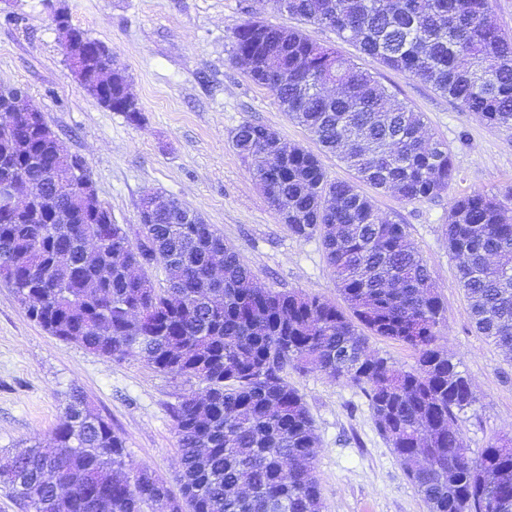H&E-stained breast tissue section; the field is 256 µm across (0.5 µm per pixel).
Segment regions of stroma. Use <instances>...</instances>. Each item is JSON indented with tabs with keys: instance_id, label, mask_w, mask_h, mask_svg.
<instances>
[{
	"instance_id": "1",
	"label": "stroma",
	"mask_w": 512,
	"mask_h": 512,
	"mask_svg": "<svg viewBox=\"0 0 512 512\" xmlns=\"http://www.w3.org/2000/svg\"><path fill=\"white\" fill-rule=\"evenodd\" d=\"M54 8L111 47L129 76L139 121L102 107L74 76L50 18ZM12 10L10 18L0 11V84L26 89L66 149L84 159L99 198L117 223L128 225L131 239L140 238L142 195L160 191L213 225L263 288L343 302L320 242L292 236L281 222L233 148L234 130L246 122L264 125L288 146L318 153L328 179L351 181L355 174L321 152L274 93L231 62L232 30L252 17L303 29L423 113L429 134L448 144L457 180L413 204L371 187L366 193L382 214L406 225L438 287L445 309L440 343L477 394L456 420L465 444L478 451L512 437V359L476 332L445 234L451 198L512 186V128L488 125L429 83L385 67L331 29L278 11L271 0H15ZM286 379L314 421L324 512H428L359 387L319 371H291ZM74 388L123 437L133 465L174 480L180 457L171 408L190 382L135 357L110 360L60 342L0 283V459L48 438Z\"/></svg>"
}]
</instances>
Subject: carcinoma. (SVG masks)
<instances>
[{
    "instance_id": "obj_1",
    "label": "carcinoma",
    "mask_w": 512,
    "mask_h": 512,
    "mask_svg": "<svg viewBox=\"0 0 512 512\" xmlns=\"http://www.w3.org/2000/svg\"><path fill=\"white\" fill-rule=\"evenodd\" d=\"M279 11L336 31L389 68L417 76L466 112L512 126V38L492 0H273ZM233 59L250 65L288 118L357 179L406 203L438 196L457 178L448 145L370 73L301 31L251 18L231 33ZM102 56L86 61L88 93L131 120L125 70L98 88ZM236 152L270 205L301 239L318 238L348 311L299 292L254 285L238 251L172 198L141 225L135 245L101 203L66 226L51 214L56 184L86 176L53 132L0 122V175L45 185L37 215L0 207V281L49 335L108 359L135 356L155 371L203 385L174 410L178 492L128 459L112 425L71 390L62 422L0 467V486L28 512H322L317 438L306 403L283 372L311 368L365 393L379 433L429 512H512V440L478 452L454 428L475 403L471 383L439 344L443 307L403 224L351 182L326 178L316 155H283L276 131L243 123ZM110 241L86 249L100 227ZM448 249L475 327L512 358V187L452 199ZM224 256V280L211 261ZM161 266L158 288L144 266ZM418 352L413 370L369 349V336ZM55 476L70 489L57 499Z\"/></svg>"
}]
</instances>
